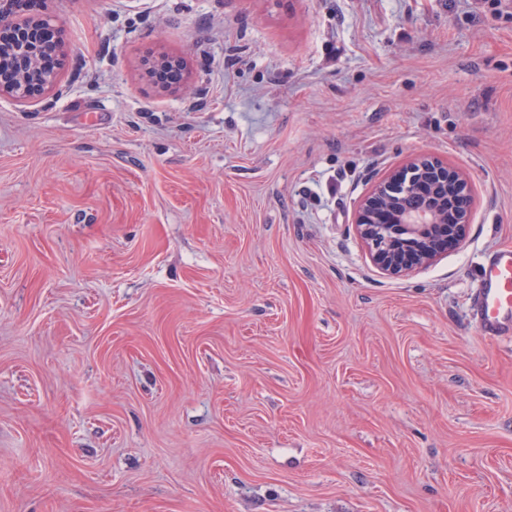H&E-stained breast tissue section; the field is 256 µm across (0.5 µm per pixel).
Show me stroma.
<instances>
[{"label":"stroma","instance_id":"obj_1","mask_svg":"<svg viewBox=\"0 0 512 512\" xmlns=\"http://www.w3.org/2000/svg\"><path fill=\"white\" fill-rule=\"evenodd\" d=\"M48 8L62 95L0 98V512H512V336L470 315L512 246V15ZM419 153L473 218L391 278L352 216ZM159 59H163L173 64V67L176 68L180 72V79L177 81L182 83L184 78L181 73L182 63L181 60L174 57L169 56H161ZM145 66L147 69V74L160 81V82H173L174 73L172 72L174 68H165L163 64H160L157 61H150L149 59H145Z\"/></svg>","mask_w":512,"mask_h":512}]
</instances>
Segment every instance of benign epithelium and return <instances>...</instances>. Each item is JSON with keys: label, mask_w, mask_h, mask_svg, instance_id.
<instances>
[{"label": "benign epithelium", "mask_w": 512, "mask_h": 512, "mask_svg": "<svg viewBox=\"0 0 512 512\" xmlns=\"http://www.w3.org/2000/svg\"><path fill=\"white\" fill-rule=\"evenodd\" d=\"M68 46L41 11L22 23L0 11V96L26 106L59 88ZM472 220L467 177L431 154L390 169L358 201L353 224L371 262L390 277L426 269L463 241Z\"/></svg>", "instance_id": "1"}]
</instances>
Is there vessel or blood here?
<instances>
[{
	"label": "vessel or blood",
	"instance_id": "obj_1",
	"mask_svg": "<svg viewBox=\"0 0 512 512\" xmlns=\"http://www.w3.org/2000/svg\"><path fill=\"white\" fill-rule=\"evenodd\" d=\"M472 315L482 336L512 334V246L494 250L482 272V288L474 297Z\"/></svg>",
	"mask_w": 512,
	"mask_h": 512
}]
</instances>
